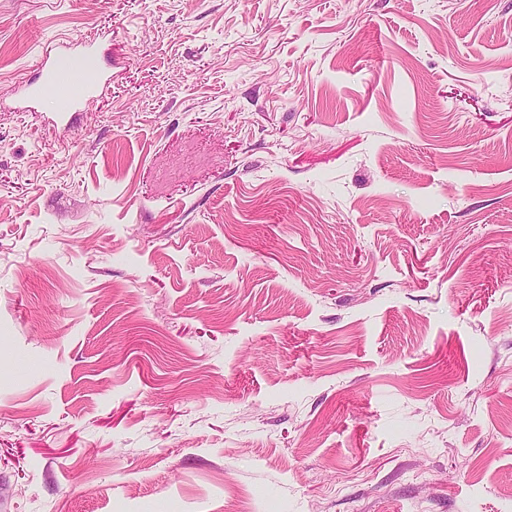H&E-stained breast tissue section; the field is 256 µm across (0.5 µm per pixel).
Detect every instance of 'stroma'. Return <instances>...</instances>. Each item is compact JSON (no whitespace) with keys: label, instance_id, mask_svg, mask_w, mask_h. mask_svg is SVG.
Returning a JSON list of instances; mask_svg holds the SVG:
<instances>
[{"label":"stroma","instance_id":"stroma-1","mask_svg":"<svg viewBox=\"0 0 512 512\" xmlns=\"http://www.w3.org/2000/svg\"><path fill=\"white\" fill-rule=\"evenodd\" d=\"M0 512H512V0H0ZM39 69L56 103L53 122L63 131L75 127L83 102L111 83L110 57L92 42L69 40L47 46Z\"/></svg>","mask_w":512,"mask_h":512}]
</instances>
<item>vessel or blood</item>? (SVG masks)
Returning <instances> with one entry per match:
<instances>
[{"label": "vessel or blood", "mask_w": 512, "mask_h": 512, "mask_svg": "<svg viewBox=\"0 0 512 512\" xmlns=\"http://www.w3.org/2000/svg\"><path fill=\"white\" fill-rule=\"evenodd\" d=\"M39 69L53 92L54 123L68 131L83 102L110 84L112 62L98 44L60 41L45 48Z\"/></svg>", "instance_id": "vessel-or-blood-1"}]
</instances>
